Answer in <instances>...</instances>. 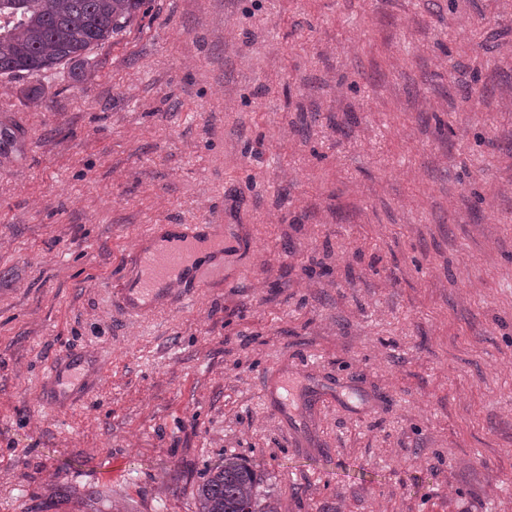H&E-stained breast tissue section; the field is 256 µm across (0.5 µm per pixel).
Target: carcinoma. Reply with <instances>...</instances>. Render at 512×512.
<instances>
[{
  "instance_id": "1",
  "label": "carcinoma",
  "mask_w": 512,
  "mask_h": 512,
  "mask_svg": "<svg viewBox=\"0 0 512 512\" xmlns=\"http://www.w3.org/2000/svg\"><path fill=\"white\" fill-rule=\"evenodd\" d=\"M145 0H0V75L51 72L68 76L95 47L120 33ZM260 474L235 457L224 458L198 488L199 512H278L258 498Z\"/></svg>"
}]
</instances>
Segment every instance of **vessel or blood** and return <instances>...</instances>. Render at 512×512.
<instances>
[{
    "label": "vessel or blood",
    "mask_w": 512,
    "mask_h": 512,
    "mask_svg": "<svg viewBox=\"0 0 512 512\" xmlns=\"http://www.w3.org/2000/svg\"><path fill=\"white\" fill-rule=\"evenodd\" d=\"M204 246L219 252L224 249L223 233L207 223L190 225L177 244L137 252L127 264L122 288L113 295L115 303L129 316L147 319L159 311L162 302L192 301L200 289L224 277L222 262H196L195 254ZM83 364V357L72 355L49 367L44 386L47 402L71 405L90 389V381L80 377Z\"/></svg>",
    "instance_id": "obj_1"
}]
</instances>
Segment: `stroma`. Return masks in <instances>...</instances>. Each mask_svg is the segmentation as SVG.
I'll return each mask as SVG.
<instances>
[{"instance_id": "1", "label": "stroma", "mask_w": 512, "mask_h": 512, "mask_svg": "<svg viewBox=\"0 0 512 512\" xmlns=\"http://www.w3.org/2000/svg\"><path fill=\"white\" fill-rule=\"evenodd\" d=\"M203 220L223 280L112 303ZM228 456L279 512H512V0H146L0 75V512H198ZM84 358L72 355L59 359L48 369L44 386L45 400L51 404L76 403L92 386V382L79 377Z\"/></svg>"}]
</instances>
